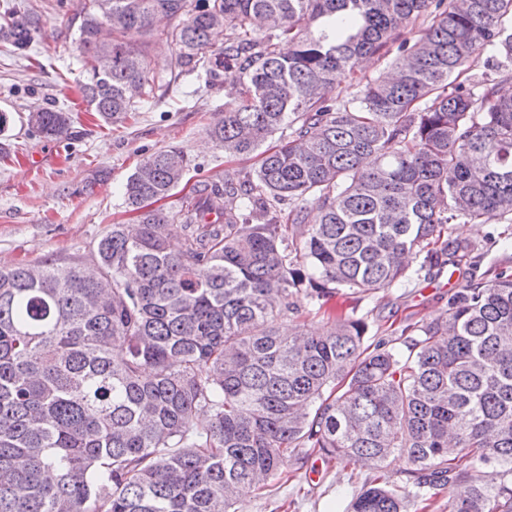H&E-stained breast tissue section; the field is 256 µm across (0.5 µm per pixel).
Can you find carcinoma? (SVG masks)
<instances>
[{
  "mask_svg": "<svg viewBox=\"0 0 512 512\" xmlns=\"http://www.w3.org/2000/svg\"><path fill=\"white\" fill-rule=\"evenodd\" d=\"M509 16L512 0H84L77 86L104 122L202 71L237 90L208 136L227 159L262 158L168 211L192 161L157 151L93 269L0 267V512H231L308 452L377 470L347 512H428L447 488L445 512H512L511 271L472 274L402 329L404 352L365 343L362 317L281 330L418 260L473 265L479 245L448 234L460 219L512 223ZM38 20L3 0L0 40L24 53ZM153 37L175 47L163 65ZM394 43L390 78L332 96ZM71 122L28 119L49 140Z\"/></svg>",
  "mask_w": 512,
  "mask_h": 512,
  "instance_id": "cac0c4a2",
  "label": "carcinoma"
}]
</instances>
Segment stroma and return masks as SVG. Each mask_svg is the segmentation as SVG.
Segmentation results:
<instances>
[{"label":"stroma","instance_id":"stroma-1","mask_svg":"<svg viewBox=\"0 0 512 512\" xmlns=\"http://www.w3.org/2000/svg\"><path fill=\"white\" fill-rule=\"evenodd\" d=\"M83 0H35L40 31L32 60L0 47V110L13 122L0 149V266L46 260L89 261L97 241L111 225L130 222L123 186L135 168L154 152L175 146L195 165L196 175L223 178L227 167L250 171L253 160L227 164L206 134L224 108L225 89L208 87L193 74L177 80L160 101L124 122L104 124L76 90L80 52L72 40ZM56 106L72 113L70 134L50 141L29 129L33 109ZM452 233L482 247V269H512V224L452 225ZM466 279L428 278L414 273L398 287L373 294L341 290L328 298L326 311L357 314L369 323V340H390L407 319L428 321L448 306V297ZM260 493L243 496L237 512H344L355 490L372 471L317 453L288 464Z\"/></svg>","mask_w":512,"mask_h":512}]
</instances>
